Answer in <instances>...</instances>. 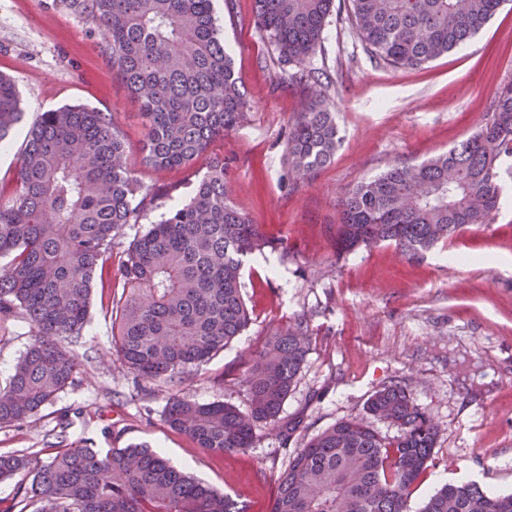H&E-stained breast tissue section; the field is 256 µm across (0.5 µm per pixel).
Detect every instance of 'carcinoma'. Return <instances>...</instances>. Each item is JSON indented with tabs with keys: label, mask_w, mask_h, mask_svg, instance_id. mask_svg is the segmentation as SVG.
<instances>
[{
	"label": "carcinoma",
	"mask_w": 512,
	"mask_h": 512,
	"mask_svg": "<svg viewBox=\"0 0 512 512\" xmlns=\"http://www.w3.org/2000/svg\"><path fill=\"white\" fill-rule=\"evenodd\" d=\"M97 26L100 48L139 104L141 162L190 165L247 118L250 101L220 38L213 0H60ZM507 0H349L370 54L394 68L432 62L479 33ZM334 0H255V24L301 67L307 94L288 133V172L309 179L341 144L334 104L308 67L321 48ZM24 119L16 81L0 73V144ZM512 83L491 118L468 138L418 165L395 163L340 201L332 240L339 256L389 243L417 259L499 209L502 171L512 176ZM112 113L84 105L43 112L26 133L16 176L0 187V329L29 324V343L0 388V428L36 420L76 381L77 355L95 280L112 281V255L147 207ZM273 246L231 198L224 159L194 195L160 214L118 253L122 294L108 303L112 348L123 370L163 395L166 423L215 456L253 447L256 429L288 442L301 421L281 417L310 350L299 317L269 330L243 381L245 411L185 393L190 371L250 326L245 258ZM366 413L398 428L390 437L363 418L341 419L289 457L271 512H409L440 428L400 384L371 396ZM47 457L0 453V480L14 482L0 512H240L224 492L171 466L143 445L77 447L61 439ZM420 512H512V492L448 485Z\"/></svg>",
	"instance_id": "cac0c4a2"
}]
</instances>
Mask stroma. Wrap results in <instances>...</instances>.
Here are the masks:
<instances>
[{"label":"stroma","instance_id":"35a3bbf8","mask_svg":"<svg viewBox=\"0 0 512 512\" xmlns=\"http://www.w3.org/2000/svg\"><path fill=\"white\" fill-rule=\"evenodd\" d=\"M220 34L250 100L247 120L184 168L141 164L139 107L99 48L95 25L59 0H0V72L15 77L26 121L65 105L111 113L136 159V178L166 205L189 201L213 159L229 167L232 199L265 225L277 249L244 270L250 328L194 369L187 393L247 409L243 375L271 327L306 317L307 361L282 413L303 427L289 443L259 429L252 448L214 456L163 420L161 397L135 389L109 357L111 321L102 301L121 287H94L88 322L71 345L82 380L37 421L0 428V452L54 441L93 448L145 444L176 468L225 491L244 512H270L276 478L303 443L363 414L379 388L406 386L440 427L429 467L410 503L446 484L512 492V179L492 223L438 244L417 260L390 246L336 255L330 230L356 185L400 162L416 164L468 137L512 83V5L471 41L419 68L371 58L343 0L328 18L311 65L329 77L342 136L334 161L309 180L288 179L289 127L306 94L254 23L255 0H213Z\"/></svg>","mask_w":512,"mask_h":512}]
</instances>
